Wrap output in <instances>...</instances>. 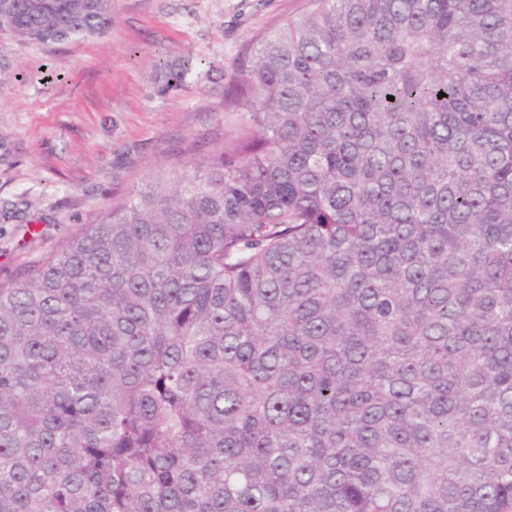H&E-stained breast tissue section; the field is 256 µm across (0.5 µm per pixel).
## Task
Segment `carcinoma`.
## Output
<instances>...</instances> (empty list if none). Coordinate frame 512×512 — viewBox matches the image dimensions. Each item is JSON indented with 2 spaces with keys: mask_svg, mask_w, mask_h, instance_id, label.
<instances>
[{
  "mask_svg": "<svg viewBox=\"0 0 512 512\" xmlns=\"http://www.w3.org/2000/svg\"><path fill=\"white\" fill-rule=\"evenodd\" d=\"M308 2L238 133L0 283V512H512V0Z\"/></svg>",
  "mask_w": 512,
  "mask_h": 512,
  "instance_id": "obj_1",
  "label": "carcinoma"
}]
</instances>
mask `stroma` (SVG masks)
Here are the masks:
<instances>
[{
  "label": "stroma",
  "mask_w": 512,
  "mask_h": 512,
  "mask_svg": "<svg viewBox=\"0 0 512 512\" xmlns=\"http://www.w3.org/2000/svg\"><path fill=\"white\" fill-rule=\"evenodd\" d=\"M307 0H112L104 32H0V281L117 205L185 142L233 129L253 39Z\"/></svg>",
  "instance_id": "1"
}]
</instances>
